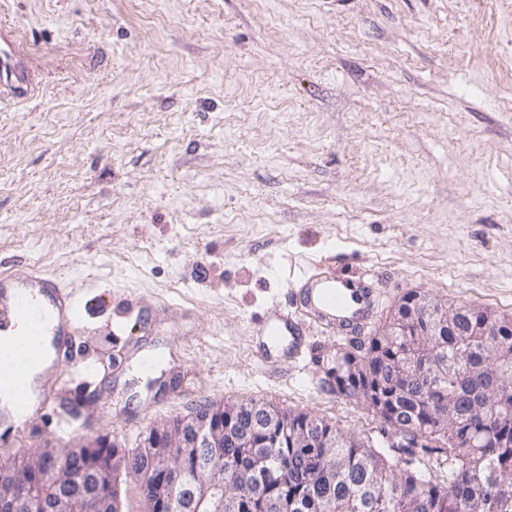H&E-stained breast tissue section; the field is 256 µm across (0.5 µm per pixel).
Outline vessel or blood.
I'll return each mask as SVG.
<instances>
[{"instance_id":"b4317fda","label":"vessel or blood","mask_w":512,"mask_h":512,"mask_svg":"<svg viewBox=\"0 0 512 512\" xmlns=\"http://www.w3.org/2000/svg\"><path fill=\"white\" fill-rule=\"evenodd\" d=\"M24 49L15 34L0 29V88H23L27 74L22 66ZM379 297L369 288H350L330 276H306L301 287L290 289L276 298L259 330L266 343L283 347L292 360L314 355L315 348L302 336L295 322L298 310H305L310 326L324 332L340 330L359 335L372 318ZM73 298L65 286L46 277L29 264L0 271V389L9 388L15 395L16 411L0 419L9 430H22L26 424L29 396L25 374L15 360L37 361L42 349L20 351L12 338L21 319L31 318L37 328L51 336L55 362L66 357L63 343L77 328L72 315Z\"/></svg>"}]
</instances>
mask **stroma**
<instances>
[{
  "label": "stroma",
  "mask_w": 512,
  "mask_h": 512,
  "mask_svg": "<svg viewBox=\"0 0 512 512\" xmlns=\"http://www.w3.org/2000/svg\"><path fill=\"white\" fill-rule=\"evenodd\" d=\"M0 265L78 292L54 396L0 459L256 399L380 422L256 320L318 267L512 317V0H0ZM94 373H87V366ZM24 49L11 30L0 29V88L21 89L27 83L22 66Z\"/></svg>",
  "instance_id": "obj_1"
}]
</instances>
